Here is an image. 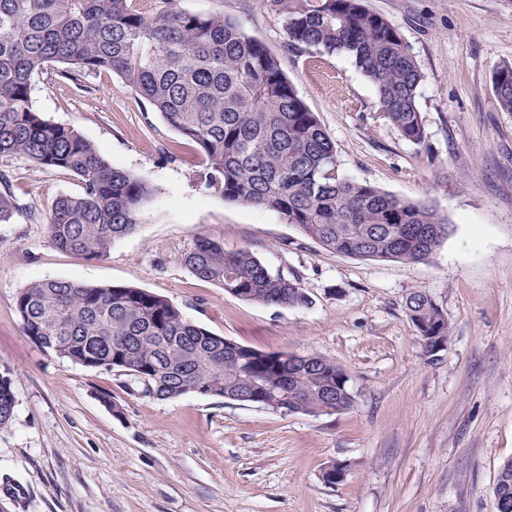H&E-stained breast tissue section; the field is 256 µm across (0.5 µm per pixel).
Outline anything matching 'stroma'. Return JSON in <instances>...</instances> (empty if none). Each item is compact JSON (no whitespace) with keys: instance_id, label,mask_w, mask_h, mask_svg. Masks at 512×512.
<instances>
[{"instance_id":"35a3bbf8","label":"stroma","mask_w":512,"mask_h":512,"mask_svg":"<svg viewBox=\"0 0 512 512\" xmlns=\"http://www.w3.org/2000/svg\"><path fill=\"white\" fill-rule=\"evenodd\" d=\"M176 4L230 18L279 55L341 173L434 206L452 230L422 263L325 251L278 213L207 190L200 148L117 75L76 85L47 68L34 78L35 109L157 193L137 231L90 261L47 239L45 217L58 196L79 193L77 178L22 155L0 161L24 205L0 223V371L16 395L0 428V502L10 512H497L496 476L512 459V114L492 77L512 62V0H364L420 66L422 147L384 117L346 54L285 50L283 18L257 0ZM201 236L249 247L270 272L299 280L310 305L248 302L199 280L182 257ZM47 279L155 292L240 344L334 361L355 404L309 415L219 396L154 399L26 335L16 296ZM418 289L450 326L433 355L404 310ZM333 460L349 471L328 485Z\"/></svg>"}]
</instances>
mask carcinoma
Wrapping results in <instances>:
<instances>
[{"label": "carcinoma", "instance_id": "cac0c4a2", "mask_svg": "<svg viewBox=\"0 0 512 512\" xmlns=\"http://www.w3.org/2000/svg\"><path fill=\"white\" fill-rule=\"evenodd\" d=\"M135 0H0V160L24 155L39 167L74 174L82 191L57 198L46 218L50 244L100 260L133 234L155 193L145 179L113 166L77 129L45 120L32 105L35 75L61 63L77 83L112 72L207 160V187L226 201L277 212L322 249L351 258L427 260L450 224L426 203L387 193L339 172L336 147L283 72L280 58L238 23L175 6L147 16ZM285 22L287 50L343 52L373 86L401 137L425 143L416 98L423 75L398 29L363 0H259ZM501 111L512 113V63L492 77ZM22 208L0 173V223ZM183 261L198 279L243 300L301 307L311 298L296 279L272 274L250 249H224L202 236ZM24 331L42 349L89 368L125 367L162 401L186 395L246 396L264 408L316 415L333 401L353 407L348 376L313 355L242 345L188 320L166 297L125 285L42 280L21 289ZM405 312L426 353L449 333L448 319L424 291ZM12 378L0 371V427L13 417ZM495 493L512 512V460Z\"/></svg>", "mask_w": 512, "mask_h": 512}]
</instances>
